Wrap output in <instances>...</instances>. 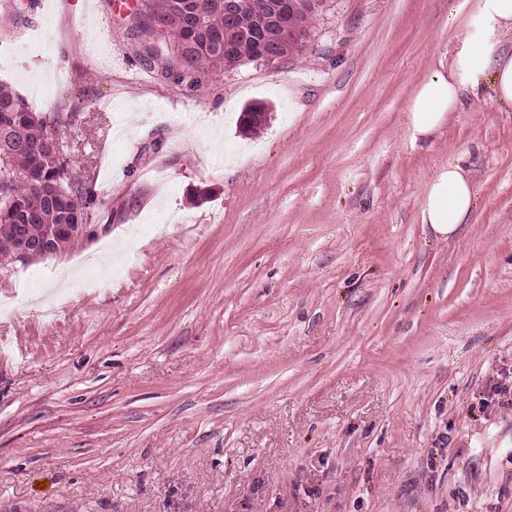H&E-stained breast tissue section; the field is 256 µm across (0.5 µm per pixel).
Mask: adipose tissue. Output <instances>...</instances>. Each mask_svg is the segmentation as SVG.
<instances>
[{
	"label": "adipose tissue",
	"mask_w": 512,
	"mask_h": 512,
	"mask_svg": "<svg viewBox=\"0 0 512 512\" xmlns=\"http://www.w3.org/2000/svg\"><path fill=\"white\" fill-rule=\"evenodd\" d=\"M512 34V0H479L474 21L448 67L435 69L417 87L408 104L413 140H427L458 111L464 91L489 79L497 105L512 110V51L502 46ZM474 188L457 165L439 169L427 187L423 223L441 237L454 235L469 219Z\"/></svg>",
	"instance_id": "adipose-tissue-1"
}]
</instances>
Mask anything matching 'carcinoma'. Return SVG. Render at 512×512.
Wrapping results in <instances>:
<instances>
[{"label": "carcinoma", "mask_w": 512, "mask_h": 512, "mask_svg": "<svg viewBox=\"0 0 512 512\" xmlns=\"http://www.w3.org/2000/svg\"><path fill=\"white\" fill-rule=\"evenodd\" d=\"M237 17L224 18V0H143L128 17L145 65L181 83L199 69H221L260 60L259 33L266 15L261 0H237ZM328 0H288L290 23L279 31L288 51L302 53L312 22ZM180 64L173 71L171 62ZM74 112L57 106L42 117L26 101L0 87V242L41 239L59 224H89L92 192L54 144L53 128L72 121Z\"/></svg>", "instance_id": "obj_1"}]
</instances>
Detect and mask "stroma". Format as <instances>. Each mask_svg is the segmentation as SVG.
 <instances>
[{
    "instance_id": "35a3bbf8",
    "label": "stroma",
    "mask_w": 512,
    "mask_h": 512,
    "mask_svg": "<svg viewBox=\"0 0 512 512\" xmlns=\"http://www.w3.org/2000/svg\"><path fill=\"white\" fill-rule=\"evenodd\" d=\"M476 5L329 0L304 55L178 84L129 6L0 0V84L78 112L97 225L0 269V512H512V110L407 112ZM474 188L458 165L439 169L427 187L422 210L423 224L441 237H451L467 224L474 206Z\"/></svg>"
}]
</instances>
